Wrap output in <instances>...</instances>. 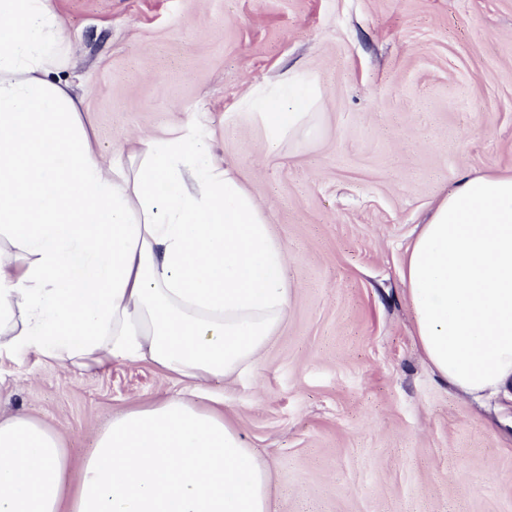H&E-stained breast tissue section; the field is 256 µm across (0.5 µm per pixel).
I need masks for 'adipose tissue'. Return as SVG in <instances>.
<instances>
[{"label":"adipose tissue","instance_id":"obj_1","mask_svg":"<svg viewBox=\"0 0 512 512\" xmlns=\"http://www.w3.org/2000/svg\"><path fill=\"white\" fill-rule=\"evenodd\" d=\"M52 0H0V359L87 372L148 361L182 392L113 415L80 463L0 415V512H271L266 465L199 399L284 324L290 260L239 170L194 124L104 154ZM298 75L254 93L276 145L318 115ZM423 355L458 393L512 391V174H468L405 250Z\"/></svg>","mask_w":512,"mask_h":512}]
</instances>
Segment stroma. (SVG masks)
<instances>
[{"mask_svg": "<svg viewBox=\"0 0 512 512\" xmlns=\"http://www.w3.org/2000/svg\"><path fill=\"white\" fill-rule=\"evenodd\" d=\"M104 152L205 126L290 252L288 317L255 374L213 380L270 473L271 512H512V398H461L425 364L404 249L467 174L512 172V0H56ZM295 72L311 142L268 148L244 99ZM0 411L83 456L114 413L181 385L0 361Z\"/></svg>", "mask_w": 512, "mask_h": 512, "instance_id": "obj_1", "label": "stroma"}]
</instances>
